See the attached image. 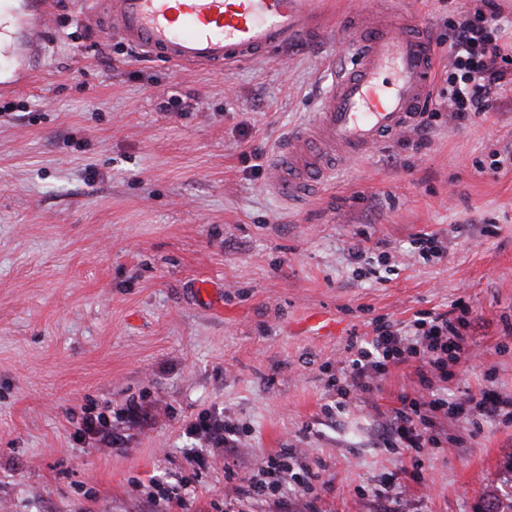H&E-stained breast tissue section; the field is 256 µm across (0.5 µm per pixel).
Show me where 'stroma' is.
<instances>
[{
    "instance_id": "stroma-1",
    "label": "stroma",
    "mask_w": 512,
    "mask_h": 512,
    "mask_svg": "<svg viewBox=\"0 0 512 512\" xmlns=\"http://www.w3.org/2000/svg\"><path fill=\"white\" fill-rule=\"evenodd\" d=\"M471 5L326 0L315 36L219 72L130 47L95 0H54L45 68L0 93V512H482L512 495V420L443 418L439 447L385 449L389 409L420 391L415 366L362 394L333 384L352 333L462 298L479 356L433 391L512 393V163L476 171L512 150V91L469 121L440 110L425 147L338 165L304 201L267 189L320 107L345 17L424 26L437 103L443 20ZM425 233L442 259L419 257ZM357 245L382 259L360 265ZM100 412L115 445L77 433ZM206 413L240 443L198 464L185 428ZM272 458L310 489L245 496Z\"/></svg>"
}]
</instances>
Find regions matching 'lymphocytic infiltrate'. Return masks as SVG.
Here are the masks:
<instances>
[{"instance_id":"1","label":"lymphocytic infiltrate","mask_w":512,"mask_h":512,"mask_svg":"<svg viewBox=\"0 0 512 512\" xmlns=\"http://www.w3.org/2000/svg\"><path fill=\"white\" fill-rule=\"evenodd\" d=\"M500 13L493 0L461 12L448 22V116L462 122L489 111L494 95L512 85V51L499 43ZM467 306L458 313L419 312L408 324L375 320L371 334L352 335L336 378L337 390L370 391L390 366L416 364L422 391L402 398L384 427V446L415 451L438 447L433 435L436 413L464 414L430 390L432 375L444 374L449 362L468 360L463 330Z\"/></svg>"}]
</instances>
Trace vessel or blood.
<instances>
[{"label":"vessel or blood","instance_id":"vessel-or-blood-1","mask_svg":"<svg viewBox=\"0 0 512 512\" xmlns=\"http://www.w3.org/2000/svg\"><path fill=\"white\" fill-rule=\"evenodd\" d=\"M111 26L127 44L180 66H227L288 50L317 23V0H103ZM51 0L0 6V91L13 92L39 73ZM390 13L371 24L345 21L349 60L329 70V88L301 139L313 149L275 158L269 190L297 200L326 173L334 155L360 158L407 129L431 83L434 48L421 34L395 30Z\"/></svg>","mask_w":512,"mask_h":512}]
</instances>
